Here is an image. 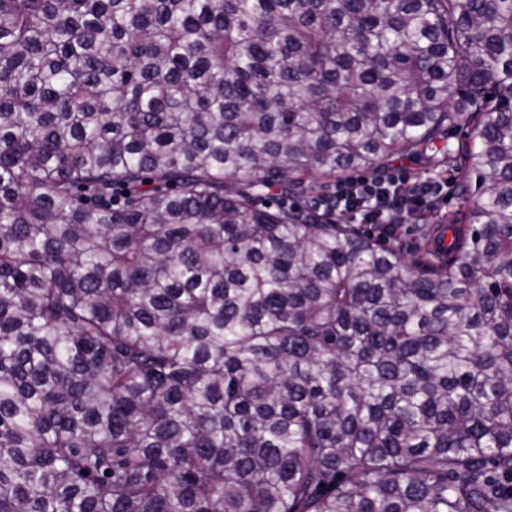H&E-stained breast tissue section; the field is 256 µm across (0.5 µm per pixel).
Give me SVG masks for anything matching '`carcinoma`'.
I'll return each mask as SVG.
<instances>
[{"label":"carcinoma","instance_id":"obj_1","mask_svg":"<svg viewBox=\"0 0 512 512\" xmlns=\"http://www.w3.org/2000/svg\"><path fill=\"white\" fill-rule=\"evenodd\" d=\"M0 512H512V0H0ZM396 166L409 167L418 173H428L436 177L445 173L447 168H428L424 161L398 159L379 171H364L367 174L380 173ZM469 174L464 169L448 171L452 186L448 189V178H411L404 168L396 167L376 176H356L336 180V185L328 197L331 206L323 214L343 216L351 224H368L373 229L397 234L396 242L411 254L415 251L417 233L415 224H407L414 214L422 215L421 223L440 224L451 222V217L459 211H467V203L460 199L457 182L467 179ZM448 194V202L441 200L436 210V201ZM449 191V193H448ZM428 220V222H427ZM393 224L392 231L388 226ZM395 225V226H394ZM401 225V226H400ZM400 226L399 230L398 227ZM396 228V232H395Z\"/></svg>","mask_w":512,"mask_h":512}]
</instances>
